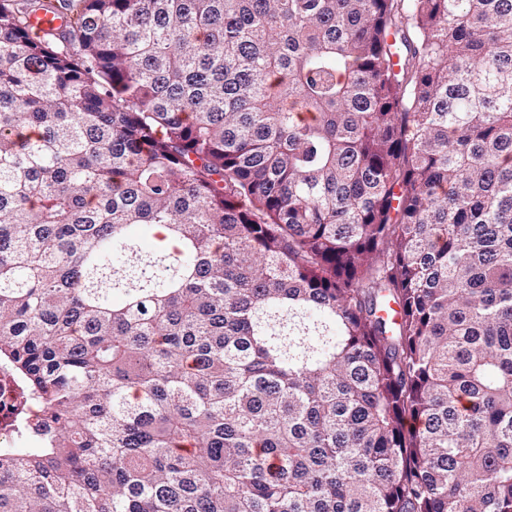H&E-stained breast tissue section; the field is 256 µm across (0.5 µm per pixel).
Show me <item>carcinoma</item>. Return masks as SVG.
Segmentation results:
<instances>
[{"mask_svg":"<svg viewBox=\"0 0 512 512\" xmlns=\"http://www.w3.org/2000/svg\"><path fill=\"white\" fill-rule=\"evenodd\" d=\"M0 362V512H512V0H0ZM20 401V387L13 373L0 366V448H20L23 442L13 422Z\"/></svg>","mask_w":512,"mask_h":512,"instance_id":"1","label":"carcinoma"}]
</instances>
